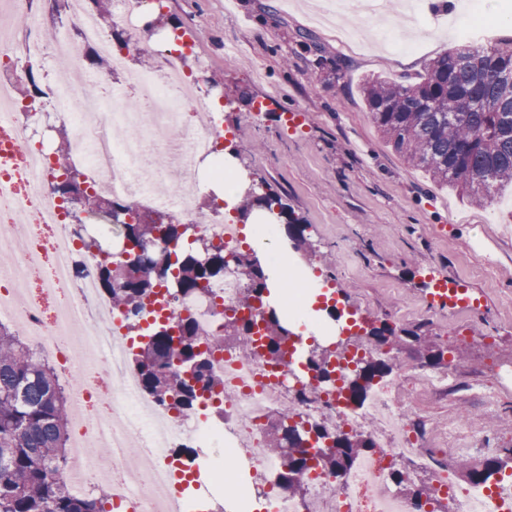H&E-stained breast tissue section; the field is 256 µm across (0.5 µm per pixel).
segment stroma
I'll use <instances>...</instances> for the list:
<instances>
[{
  "label": "stroma",
  "mask_w": 512,
  "mask_h": 512,
  "mask_svg": "<svg viewBox=\"0 0 512 512\" xmlns=\"http://www.w3.org/2000/svg\"><path fill=\"white\" fill-rule=\"evenodd\" d=\"M315 0H164L145 16L141 50L130 64L154 61L159 39L179 29L194 43L189 72L213 99H231L220 114L224 131L215 159L199 167L201 206L217 194L215 161L262 182L284 206L280 225L301 224L302 264L335 288L347 307L401 332L418 330L421 346L405 345V362L439 372L437 355L454 358L466 378L453 394L418 390L408 396L405 420L434 438L429 457L459 476L487 459L512 476V386L486 405L482 382L498 363L512 366V187L478 206L443 189L381 136L361 94L364 80L382 76L415 81L447 50L464 45L469 0L449 12L422 0L412 60L386 48L342 40L349 24L312 25ZM432 38L419 41V29ZM466 282L476 308L433 303V279ZM483 426V447L464 449L453 421Z\"/></svg>",
  "instance_id": "35a3bbf8"
}]
</instances>
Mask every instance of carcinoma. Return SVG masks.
<instances>
[{"label": "carcinoma", "mask_w": 512, "mask_h": 512, "mask_svg": "<svg viewBox=\"0 0 512 512\" xmlns=\"http://www.w3.org/2000/svg\"><path fill=\"white\" fill-rule=\"evenodd\" d=\"M362 96L378 130L429 178L472 201L492 202L495 192L512 186V42L490 49L463 48L435 59L415 82L396 84L380 76L365 79ZM69 139L58 146L63 180L54 190L82 212L121 224L120 235L134 246L151 243L152 251L137 257L125 281L114 278L112 266L123 259L99 265V279L112 304L127 310L130 330L148 333L149 342L131 354L145 392L180 415L187 416L204 400L199 392L216 393L221 382L208 373V358L198 351L195 319H180L174 336L155 326L142 328L140 314L158 285L168 296L182 300L203 284L224 276V248L198 235L171 258L168 244L184 240L195 224H158L141 219L121 223L117 212L132 207L91 192L82 172L70 162ZM237 270L245 280L244 305L267 291L266 275L253 266L249 255L237 254ZM265 349L277 360L281 346L293 332L276 311L264 316ZM309 368L322 386L334 382L327 368L335 352L317 346L309 350ZM70 405L56 370L32 345L0 322V512H105L103 490L74 495L63 473L68 462ZM346 444L322 454L323 467L342 471L370 439L345 434ZM307 465L300 448L288 451L282 489L300 493L299 475ZM502 467L492 460L469 470L470 480L485 483Z\"/></svg>", "instance_id": "1"}]
</instances>
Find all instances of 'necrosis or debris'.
I'll use <instances>...</instances> for the list:
<instances>
[{
    "label": "necrosis or debris",
    "instance_id": "necrosis-or-debris-1",
    "mask_svg": "<svg viewBox=\"0 0 512 512\" xmlns=\"http://www.w3.org/2000/svg\"><path fill=\"white\" fill-rule=\"evenodd\" d=\"M363 10L355 36L412 51V44L389 36L382 25L386 0H365ZM67 12L80 44L94 46L111 73L125 75L126 82L105 95L88 94L93 78L80 64L79 44L63 35L46 41L34 0H9L0 18V104L13 119L22 178L15 184L0 180V322L40 347L68 391L72 416L64 478L69 490L81 494L100 486L111 500L135 498L138 512H188L187 499L173 491L183 467L173 451L193 448L209 464L204 472L192 467L196 480L220 478L225 465L250 462L256 470L254 497L263 512H421L391 485L392 462L417 457L425 442L404 421V392L410 386H459L462 374L455 363L440 373L421 367L399 371L362 404L350 405L337 389L318 388L314 378L289 379L295 366L291 349L273 361L260 343L226 345L209 357L211 374L224 386L223 396L213 401L224 413L218 425L203 415L185 423L143 391L130 365L127 313L99 291L98 258L81 252L64 202L53 190L56 155L38 135V121L50 116L70 125L72 159L84 166L100 195L146 207L163 221L197 225L228 254L243 248L244 237L239 225L225 223L220 208L205 212L198 206V164L214 153L219 130L208 91L181 65L191 44L156 50L157 66L134 72L127 52L113 47L83 0H67ZM16 15L27 17L25 29L7 28V18ZM56 55L71 60V73L47 85L39 107L20 101L16 90L31 67ZM159 153L182 170L179 184L168 185L155 167ZM242 294L240 278L228 273L179 302L158 295L143 321L150 325L189 314L208 340L223 334L230 318L262 326L260 301L241 306ZM291 402L298 421L371 437L374 453L334 472L322 468L317 451L308 449L300 475L303 497L278 489L285 459L270 453L269 433L277 412ZM90 448L106 454L89 461ZM422 465L444 495L439 512H512V478L492 487L463 484L453 467L427 458Z\"/></svg>",
    "mask_w": 512,
    "mask_h": 512
}]
</instances>
